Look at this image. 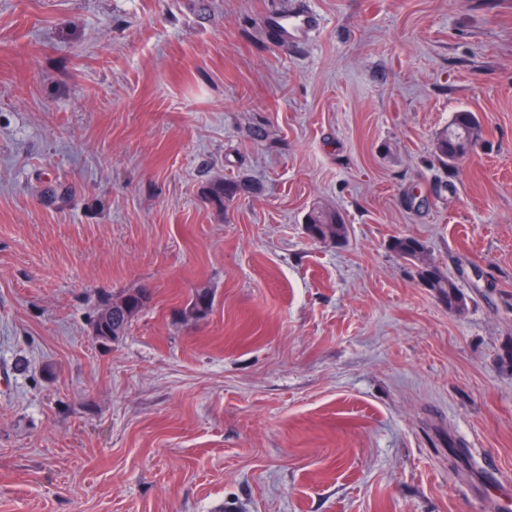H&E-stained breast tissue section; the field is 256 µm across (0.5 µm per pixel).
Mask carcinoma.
I'll list each match as a JSON object with an SVG mask.
<instances>
[{"mask_svg":"<svg viewBox=\"0 0 512 512\" xmlns=\"http://www.w3.org/2000/svg\"><path fill=\"white\" fill-rule=\"evenodd\" d=\"M482 137V128L472 112H459L453 122L444 129L435 141V152L444 164L452 167L467 155ZM240 189L234 181L216 182L209 187L212 201L218 205L232 200ZM305 230L309 238L318 242H341L346 239L347 227L338 213L324 207L313 208L306 220ZM391 250L400 258L415 264L425 285L440 297L448 300V309H460L465 298L451 278L442 274L439 268L425 258L423 243L413 236H400L391 241ZM152 300L148 288L128 290L120 295L103 299L90 319L92 330L98 331L96 339L104 345L118 341L125 336L133 320L145 310ZM212 307L209 294H197L187 306L183 315L190 319L205 317Z\"/></svg>","mask_w":512,"mask_h":512,"instance_id":"cac0c4a2","label":"carcinoma"}]
</instances>
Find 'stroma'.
Wrapping results in <instances>:
<instances>
[{
  "label": "stroma",
  "instance_id": "stroma-1",
  "mask_svg": "<svg viewBox=\"0 0 512 512\" xmlns=\"http://www.w3.org/2000/svg\"><path fill=\"white\" fill-rule=\"evenodd\" d=\"M293 2L0 0V512H489L512 475V0H304L288 46ZM265 27L285 43L303 34H309L321 24L320 18L305 8L288 12L273 11L264 20ZM482 137V128L472 112H458L453 122L444 129L435 141V152L441 162L454 167L459 159L467 155ZM305 230L309 238L318 242H341L346 239L347 227L336 211L314 207L306 220ZM391 250L405 261L418 267L421 280L440 297L448 300L449 310L461 309L465 298L458 290L455 281L442 274L439 268L425 258L423 243L413 236H400L391 241ZM151 300L150 289L144 287L103 299L90 319L92 331L97 330L99 333L94 335L96 339L103 345L118 341L125 336L133 320L149 306ZM106 336H110V339ZM486 470L489 474L484 477L481 483L482 488L487 491L491 489L498 490V494H494L489 500L494 503V508L497 512H510V510H512V497L510 498L508 493L510 486L499 484L495 480V466L493 463H488Z\"/></svg>",
  "mask_w": 512,
  "mask_h": 512
}]
</instances>
